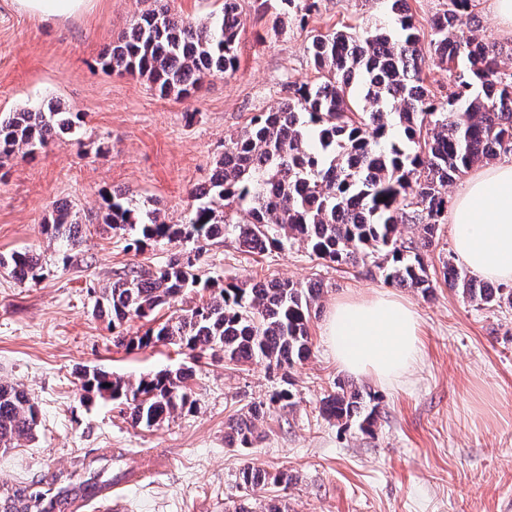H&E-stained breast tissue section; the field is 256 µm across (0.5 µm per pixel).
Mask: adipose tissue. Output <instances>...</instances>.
I'll return each mask as SVG.
<instances>
[{"instance_id":"adipose-tissue-1","label":"adipose tissue","mask_w":512,"mask_h":512,"mask_svg":"<svg viewBox=\"0 0 512 512\" xmlns=\"http://www.w3.org/2000/svg\"><path fill=\"white\" fill-rule=\"evenodd\" d=\"M18 11L66 20L88 13L93 0H12ZM459 261L477 277L512 283V159L478 170L448 214ZM323 335L342 371L381 382L408 374L421 359L419 317L395 293L374 291L333 303Z\"/></svg>"}]
</instances>
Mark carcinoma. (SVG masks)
<instances>
[{
	"instance_id": "carcinoma-1",
	"label": "carcinoma",
	"mask_w": 512,
	"mask_h": 512,
	"mask_svg": "<svg viewBox=\"0 0 512 512\" xmlns=\"http://www.w3.org/2000/svg\"><path fill=\"white\" fill-rule=\"evenodd\" d=\"M305 19L317 0H282ZM395 31L379 28L314 33L308 52L317 78L291 84L288 96L257 112L228 137L206 191L185 224H168L156 206L140 207L128 192L103 197L105 224L128 237L135 249L185 240L234 241L242 250L263 254L287 244L304 245L325 262L370 265L387 285L430 295L437 279L427 255L448 220V183L475 165L512 154V71L503 49L485 43L468 27L473 0H448V9L430 20L427 50L406 0H389ZM238 0H224L221 17L193 22L163 0L136 16L112 42L103 66L146 79L161 98L196 93L204 77L236 70L241 30ZM446 66L453 79L444 101L424 86V69ZM80 114L57 102L38 109L0 113V162L36 151L76 129ZM54 238L74 245L81 227L66 205L53 206L45 220ZM411 224L417 236L402 237ZM202 248L172 258L153 270L130 267L100 289L95 309L112 316L116 329L131 317L148 319L190 288L208 297L170 315L142 335L117 333L128 349L158 343L190 352L222 355L226 363L264 362L269 369L291 368L311 354L312 308L322 283L270 281L251 286L219 285L197 274ZM0 268L20 281L42 276L39 255H0ZM448 288L478 306L512 309V289L494 288L454 263L442 262ZM82 389L125 406L135 428H153L177 411L194 408L181 368L136 380L94 368L79 373ZM292 390L273 393L269 402L250 404L229 423L228 443L248 448L256 421L267 404H295ZM321 412L336 422H355L371 434L379 418L376 396L339 382L321 400ZM38 410L19 385L0 382V448L34 440ZM118 475L88 466L85 475L32 488L18 484L0 493V512H67L79 500L115 483ZM244 488L284 490L293 483L286 470L274 474L244 466Z\"/></svg>"
}]
</instances>
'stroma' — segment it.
<instances>
[{
    "mask_svg": "<svg viewBox=\"0 0 512 512\" xmlns=\"http://www.w3.org/2000/svg\"><path fill=\"white\" fill-rule=\"evenodd\" d=\"M238 4L236 72L175 100L100 65L154 0H94L91 12L64 22L0 0V112L57 100L83 116L70 140L0 166V255L27 249L43 264L34 283L0 268V382L19 385L40 409L36 439L0 452V488L78 473L95 460L120 480L80 512H224L244 495L239 473L249 464L293 474L288 490L269 491L284 512H512L511 309L478 308L444 285L430 297L403 290L420 316L423 356L404 380L364 379L380 399L371 434L320 412L345 377L326 347L324 315L336 299L383 289L367 269L323 266L298 244L264 255L231 242L206 246L199 273L220 284L322 281L311 355L287 372L172 344L128 351L114 345L109 317L95 313L97 289L183 247L128 250L104 229L103 194L129 191L167 223H185L191 192L208 183L229 134L276 107L288 84L312 80L309 31L393 26L387 0H318L304 26L281 0L262 13L255 0ZM278 16L283 30L273 36ZM57 203L81 222L82 242L70 251L43 229ZM182 366L193 371L196 407L150 430L132 427L109 401L85 400L78 378L93 367L134 380ZM287 386L294 406L268 411L253 447L228 446L227 423Z\"/></svg>",
    "mask_w": 512,
    "mask_h": 512,
    "instance_id": "obj_1",
    "label": "stroma"
}]
</instances>
